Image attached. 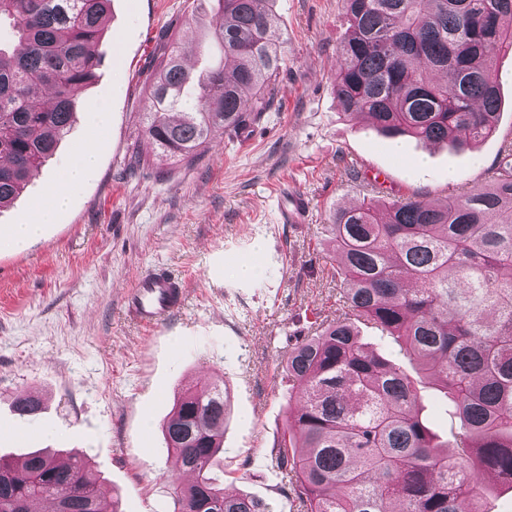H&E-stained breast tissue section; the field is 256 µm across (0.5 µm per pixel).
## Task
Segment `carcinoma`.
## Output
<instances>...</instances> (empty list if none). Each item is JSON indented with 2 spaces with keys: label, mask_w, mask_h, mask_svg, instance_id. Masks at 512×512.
Returning <instances> with one entry per match:
<instances>
[{
  "label": "carcinoma",
  "mask_w": 512,
  "mask_h": 512,
  "mask_svg": "<svg viewBox=\"0 0 512 512\" xmlns=\"http://www.w3.org/2000/svg\"><path fill=\"white\" fill-rule=\"evenodd\" d=\"M110 0H0V208L25 188L97 77ZM224 66L189 76L168 38L146 80L144 134L167 160H190L220 127L233 136L274 103L284 38L267 0H213ZM350 33L338 49L336 98L387 137L451 140L464 151L496 129L492 63L512 49V0H344ZM435 72L448 75L440 83ZM48 95V110L36 101ZM327 251L345 313L281 361L289 402L272 462L295 486L297 512H495L512 491V140L496 175L430 202L339 208ZM393 337L419 374L440 383L459 421L442 442L417 410L414 380L362 342L359 325ZM228 391L180 394L162 429L193 474L169 477L172 512H271L215 475ZM77 455L0 457V512H120Z\"/></svg>",
  "instance_id": "carcinoma-1"
}]
</instances>
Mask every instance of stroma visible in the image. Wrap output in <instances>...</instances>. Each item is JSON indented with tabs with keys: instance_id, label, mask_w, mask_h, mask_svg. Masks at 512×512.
I'll list each match as a JSON object with an SVG mask.
<instances>
[{
	"instance_id": "obj_1",
	"label": "stroma",
	"mask_w": 512,
	"mask_h": 512,
	"mask_svg": "<svg viewBox=\"0 0 512 512\" xmlns=\"http://www.w3.org/2000/svg\"><path fill=\"white\" fill-rule=\"evenodd\" d=\"M286 63L271 111L236 136L216 130L201 153L174 165L133 166L155 154L143 134L144 88L162 33L179 35L186 60L208 44L213 12L192 0H111L96 81L80 95L70 131L25 190L0 209V455L28 448L86 455L104 497L121 512H172L174 467L161 425L183 388L224 381L227 492H247L273 512L296 499L270 451L288 392L279 363L297 339L342 313L329 273L330 214L376 197L428 201L491 177L512 139V52L495 75L504 105L496 133L473 150L391 139L346 113L334 90L337 49L349 26L343 0H269ZM93 145L96 166L36 240L15 244L11 225L33 219L49 183ZM310 203L302 224L282 223L291 194ZM249 275H239L241 266ZM165 270L185 284L181 305L155 331L125 315L126 289ZM421 415L450 436L458 421L418 378ZM28 393L38 416L15 413Z\"/></svg>"
}]
</instances>
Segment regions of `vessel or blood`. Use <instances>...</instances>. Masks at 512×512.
I'll list each match as a JSON object with an SVG mask.
<instances>
[{
  "instance_id": "vessel-or-blood-1",
  "label": "vessel or blood",
  "mask_w": 512,
  "mask_h": 512,
  "mask_svg": "<svg viewBox=\"0 0 512 512\" xmlns=\"http://www.w3.org/2000/svg\"><path fill=\"white\" fill-rule=\"evenodd\" d=\"M180 294L181 283L175 276L147 273L126 291V312L140 325L153 329L161 325L177 308Z\"/></svg>"
}]
</instances>
